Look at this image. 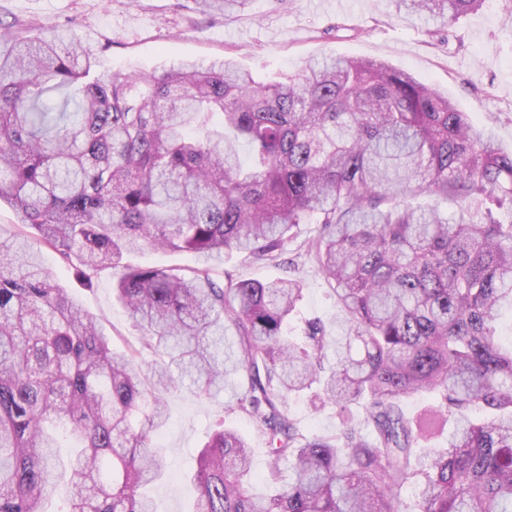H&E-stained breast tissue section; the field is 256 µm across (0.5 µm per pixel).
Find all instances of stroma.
Listing matches in <instances>:
<instances>
[{"instance_id": "stroma-1", "label": "stroma", "mask_w": 512, "mask_h": 512, "mask_svg": "<svg viewBox=\"0 0 512 512\" xmlns=\"http://www.w3.org/2000/svg\"><path fill=\"white\" fill-rule=\"evenodd\" d=\"M22 28L77 31L99 48L101 67L115 73H159L181 61L232 56L268 81L298 71L313 56L379 59L447 92L512 150V0H485L434 35L421 20L398 15L393 0H252L232 16L202 10L196 0H0V43ZM42 261L102 321L114 349L138 345V331L112 297V272H102L88 288L53 253L43 252ZM293 272L304 285L303 316L335 322L331 284L308 262ZM239 389L232 374L210 399L187 387L168 395L160 443L169 472L150 490L157 512H189L195 494L189 474L217 423L245 434L255 473L266 471L264 437L232 408ZM287 408L308 434L331 433L339 424L334 410H314L303 397L290 399Z\"/></svg>"}]
</instances>
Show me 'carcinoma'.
<instances>
[{
	"instance_id": "obj_1",
	"label": "carcinoma",
	"mask_w": 512,
	"mask_h": 512,
	"mask_svg": "<svg viewBox=\"0 0 512 512\" xmlns=\"http://www.w3.org/2000/svg\"><path fill=\"white\" fill-rule=\"evenodd\" d=\"M394 2L446 27L484 0ZM97 66L75 32L0 49V201L19 226L0 239V512H45L64 478L62 512H154L164 394L189 379L207 397L230 374L246 381L232 410L267 437V469L253 476L245 435L217 427L191 475L194 512H512V348L497 340L512 224L493 216L512 211V151L374 59H311L268 82L228 57L89 78ZM301 224L319 225L300 248L335 284L334 327L300 316L299 278L224 270L233 251L278 263ZM43 248L77 261L88 285L117 272L139 346L112 348ZM154 250L197 265L122 264ZM148 353L162 362L146 371ZM307 393L336 407L335 432L289 417ZM417 393L437 404L409 416ZM58 429L76 443L65 462Z\"/></svg>"
}]
</instances>
